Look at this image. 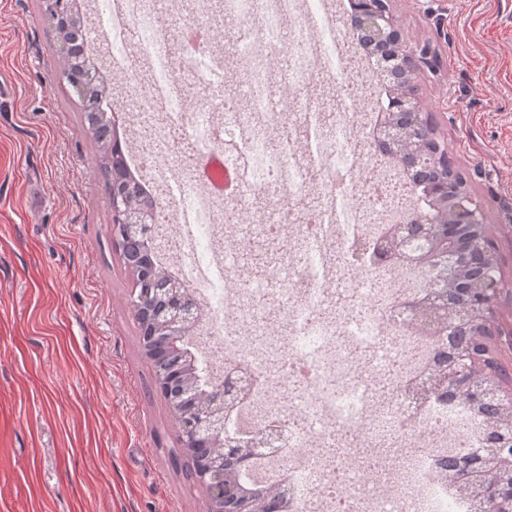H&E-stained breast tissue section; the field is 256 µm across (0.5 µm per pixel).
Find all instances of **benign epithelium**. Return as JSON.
<instances>
[{
	"instance_id": "benign-epithelium-1",
	"label": "benign epithelium",
	"mask_w": 512,
	"mask_h": 512,
	"mask_svg": "<svg viewBox=\"0 0 512 512\" xmlns=\"http://www.w3.org/2000/svg\"><path fill=\"white\" fill-rule=\"evenodd\" d=\"M54 31L61 50H67L66 34L75 15L77 0H47ZM354 24L362 45L372 50L377 75L388 87L387 103L381 108L375 137L385 152L401 151L412 171L419 166L442 168L443 175L427 187L428 205L444 215L441 237L416 259L429 264L442 260L448 269V289L459 304L448 305L445 327H463L473 341L457 347L448 357L442 381L447 391L458 395L466 392L470 403L492 402L512 412V366L502 362V332L491 327L495 307L507 288L501 262L494 244V233L485 223L480 205L457 182V172L432 122L424 111L416 75L437 60V52L428 44L411 41L396 24L392 0H352ZM69 81L80 94L84 106V122L89 132L98 125L118 120L117 113L98 109V96L89 87L103 79L94 62L84 61ZM112 209V239L115 244L129 241L135 249L122 253V259L137 283L130 304L139 328L140 345L154 368L157 393L170 407L177 420L182 447L190 450L191 477L206 493V512H227V502L235 489L224 483V432L244 389L235 373H228L225 392L211 398L192 382L194 357L192 349L181 350L177 339L190 334L202 323V311L190 288L174 275L151 264L145 247L154 240L157 207L151 202L132 205L129 192L121 181L108 191ZM489 441L480 455L487 458L491 473L505 471L512 475V453L499 452L500 434L487 432ZM276 438L261 435L248 443L262 448L261 454L274 458ZM479 460L464 457L457 461L456 479L468 483L487 479L490 473L477 472Z\"/></svg>"
}]
</instances>
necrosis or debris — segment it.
I'll use <instances>...</instances> for the list:
<instances>
[{
    "label": "necrosis or debris",
    "instance_id": "necrosis-or-debris-1",
    "mask_svg": "<svg viewBox=\"0 0 512 512\" xmlns=\"http://www.w3.org/2000/svg\"><path fill=\"white\" fill-rule=\"evenodd\" d=\"M98 39L137 136L131 165L163 204L159 259L203 312L194 338L214 382L251 380L233 424L276 429L297 512H471L434 461L476 448L469 416L413 400L430 340L390 316L420 295L416 272L360 258L408 221L402 172L372 132L382 92L352 37L346 0H95ZM194 33L171 43L156 23ZM227 34L226 83L214 43ZM224 155L225 187L201 183L185 146ZM272 218L240 223L254 205ZM238 248L226 251L225 240ZM268 244L272 272L240 262Z\"/></svg>",
    "mask_w": 512,
    "mask_h": 512
}]
</instances>
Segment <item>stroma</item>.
I'll return each mask as SVG.
<instances>
[{"label":"stroma","mask_w":512,"mask_h":512,"mask_svg":"<svg viewBox=\"0 0 512 512\" xmlns=\"http://www.w3.org/2000/svg\"><path fill=\"white\" fill-rule=\"evenodd\" d=\"M418 83L512 281V0H393ZM43 0H0V501L205 512L155 393L96 145Z\"/></svg>","instance_id":"stroma-1"}]
</instances>
